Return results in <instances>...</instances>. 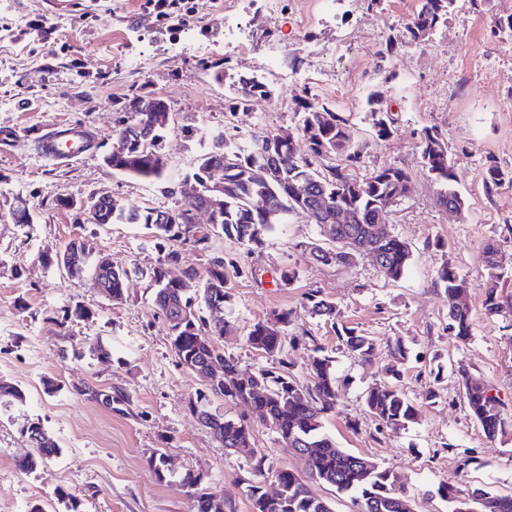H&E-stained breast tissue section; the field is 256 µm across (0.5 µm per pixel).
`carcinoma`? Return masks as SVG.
<instances>
[{
    "label": "carcinoma",
    "mask_w": 512,
    "mask_h": 512,
    "mask_svg": "<svg viewBox=\"0 0 512 512\" xmlns=\"http://www.w3.org/2000/svg\"><path fill=\"white\" fill-rule=\"evenodd\" d=\"M456 0H420L413 18L399 34L388 38L381 60L392 57L399 45L419 41L438 25L447 20ZM224 84L229 96L225 109L233 114L247 109L251 99L270 93L268 84L255 77L236 72L229 62L215 73ZM165 98L157 94H136L121 108L115 119V139L119 146L104 155V165L112 172L147 181L160 180L167 167L162 152L165 130L158 126L163 113L155 111ZM375 134L387 139L394 134L395 119L381 108L380 92L373 91L366 99ZM293 112L297 124L292 127L266 129L254 134L252 145L240 147L230 128L221 132L224 142V159L209 149L197 159L192 176L205 181L207 171L224 163V206L214 214L210 227L193 221V211L206 204L203 198L193 203L185 201L173 208L161 210L147 207L140 211H127L116 199H108L90 213V223L143 224L153 230L156 264L141 271L155 289L154 305L164 316L173 349L188 371L201 381H206L209 368L218 363L224 368V380L210 385L208 392L197 395L189 410L200 424L210 430L213 437L231 450L248 449L249 462L254 475L271 476L280 484L279 493L271 497L263 491L258 481L246 486L253 512H331L326 502L316 496L304 477L287 468L271 470L266 467L267 455L252 447L249 424L212 409L211 397H224L253 406L262 416L265 425L275 432L305 466L311 478L331 485L340 493L350 496L358 512H413L410 497L401 487L399 477L377 463L354 455L339 447L333 437L324 431V419L336 412L339 399L337 378L332 370V360L324 347L312 344V357L308 367L312 385L304 388L288 371V353L284 347L286 328L291 322L288 310L270 319L259 320L250 326L248 345L262 351L266 357L277 361L276 370L261 369L257 380L240 384L237 379L238 362L224 355L214 341L216 330L210 326L208 314L212 308L230 310L231 278L240 275L236 258L229 253L213 258L205 274L186 258V251L206 252L213 238L218 236L252 252L264 243V237L274 226L284 222L292 212L304 213L310 223L318 225L321 234L335 243V247L318 246L317 260L327 266H345L344 257L353 249L373 253L379 258V268L392 280L401 278L412 256L407 243L395 236H378L373 225L382 216V204L393 193L410 187V175L396 164L383 165L369 174H355L361 157L353 149L346 131V120L319 98L304 88L293 98ZM306 144V153L297 149L298 139ZM424 167L438 185L436 204L448 205L463 211L466 203L457 186L459 176L451 163L449 147L439 139L438 131L429 128L420 140ZM504 173L490 163L484 172L486 191L491 193L504 182ZM257 197L267 200L268 207H254ZM347 210L351 219L340 222L337 217ZM167 220H159V212ZM92 247L83 237L71 240L62 251L42 252V261L57 265L65 259L74 261L81 273L88 262ZM487 271L484 307L495 314L503 301L498 291V271L502 255L493 240L486 243L482 253ZM181 279H205L198 295H189L173 280L174 272ZM436 283L448 296L466 292L465 280L454 267L444 262L437 271ZM127 271L116 269L105 257L94 263L95 284H102L118 300L124 295ZM306 307L316 316L336 318V307L320 292L306 294ZM197 309L199 316L184 323L182 312ZM448 329L454 336L466 340L473 334V319L469 307H450ZM336 326L338 339L355 359H368L375 347V340L359 334L353 328ZM490 388L470 378L463 380V394L470 416L481 427L486 437L493 439L501 433L508 419L504 416L498 398L489 395ZM367 411L387 428H403L415 422L418 409L401 387L383 382L370 388L364 395ZM36 453L17 460L22 472L33 471L40 462L61 454L62 448L40 423H27L20 433L31 437ZM176 486L191 498L193 512H224L226 504L206 491L203 474L186 472L174 480ZM440 495L448 501V512H512V495H498L481 489L464 493L442 490Z\"/></svg>",
    "instance_id": "1"
}]
</instances>
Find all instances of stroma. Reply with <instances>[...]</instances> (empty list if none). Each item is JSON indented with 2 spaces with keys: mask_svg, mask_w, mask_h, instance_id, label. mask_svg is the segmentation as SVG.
<instances>
[{
  "mask_svg": "<svg viewBox=\"0 0 512 512\" xmlns=\"http://www.w3.org/2000/svg\"><path fill=\"white\" fill-rule=\"evenodd\" d=\"M143 2L76 0L64 8L57 0H0V128L15 133L13 142L0 144V200L23 197L34 215L26 227L0 208V377L24 393L23 401L0 404V512H66L64 493L79 512H193L191 499L149 467L157 452L171 473H203L210 493L235 512H252L249 461L228 452L190 413L204 385L180 364L140 275L158 257L152 231L141 224H91L57 199L108 192L129 210L175 207L181 180L212 135L232 125L245 147L252 132L295 125L290 105L305 84L346 119L361 173L389 163L410 173V192L386 226L387 234L409 245L410 265L395 281L369 258L322 265L297 248L321 237L301 214L289 215L251 252L215 239L214 254L237 251L252 270L232 281L233 328L217 344L242 371L269 367L270 359L248 346L246 333L274 312L291 311L288 335L295 344L288 359L297 382L311 383L307 346L313 337L340 380L326 432L339 447L393 470L414 512H448L438 493L444 486L511 494L512 429L487 439L467 410L462 379L489 384L512 415V33L494 25L512 14V0H457L432 35L400 45L385 63L380 52L388 37L412 19L419 0H336L330 12L322 0H238L247 22L239 46L225 44L215 24L224 0H190L192 16L168 25ZM203 57L229 60L236 72L262 77L270 96L253 98L248 111L226 113L223 85L196 66ZM374 89L397 120L384 140L365 110ZM140 92L158 93L171 106L163 141L168 166L154 183L103 164L119 109ZM58 122L84 126L94 137L91 151L63 164L41 158L34 141ZM430 127L450 149L466 201L462 213L435 204L437 186L418 148ZM490 160L508 176L491 194L484 186ZM81 235L95 255L127 271L123 300L101 294L91 271L73 278L42 263L43 251L62 250ZM491 240L507 259L499 279L506 305L496 315L484 309L482 252ZM444 262L468 285L474 329L465 340L448 329V297L436 284ZM285 266L296 278L280 286L275 272ZM312 289L335 302L337 322L375 339L370 361L353 359L333 323L308 313L304 296ZM76 302L92 319L59 326ZM398 339L409 350L400 385L419 416L392 430L379 425L363 401L370 387L385 381L389 345ZM84 342L100 343L109 358L75 353ZM47 378L55 380V391H46ZM87 385L110 389L122 401L120 410L89 400ZM212 404L250 423L253 445L270 466L302 470V461L247 405L221 398ZM27 422L41 423L62 453L23 473L14 459L30 450L20 433Z\"/></svg>",
  "mask_w": 512,
  "mask_h": 512,
  "instance_id": "stroma-1",
  "label": "stroma"
}]
</instances>
